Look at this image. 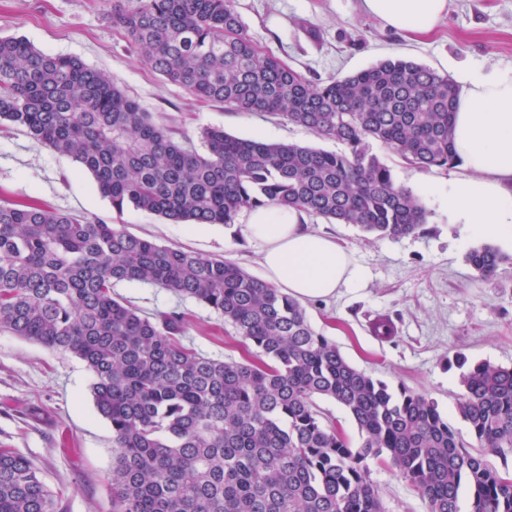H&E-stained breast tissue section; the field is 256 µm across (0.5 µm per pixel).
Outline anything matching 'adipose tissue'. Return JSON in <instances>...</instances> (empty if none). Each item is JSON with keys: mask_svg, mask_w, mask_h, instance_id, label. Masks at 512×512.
Here are the masks:
<instances>
[{"mask_svg": "<svg viewBox=\"0 0 512 512\" xmlns=\"http://www.w3.org/2000/svg\"><path fill=\"white\" fill-rule=\"evenodd\" d=\"M361 9L409 36L432 33L448 13V0H360ZM453 118L455 151L468 176L445 187L423 184L448 208L450 223L472 239H512V66L479 67L460 75ZM247 232L261 242L259 263L268 284L301 301L360 288L365 271L335 237L314 231L294 209L267 206L249 214Z\"/></svg>", "mask_w": 512, "mask_h": 512, "instance_id": "obj_1", "label": "adipose tissue"}]
</instances>
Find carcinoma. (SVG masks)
<instances>
[{"label":"carcinoma","mask_w":512,"mask_h":512,"mask_svg":"<svg viewBox=\"0 0 512 512\" xmlns=\"http://www.w3.org/2000/svg\"><path fill=\"white\" fill-rule=\"evenodd\" d=\"M112 21L165 81L200 101L267 112L346 151L244 139L204 127L198 151L109 77L74 56L0 37V119L72 158L121 213L176 224L237 223L264 206L401 238L426 223L377 142L429 171L457 166L458 87L406 58L312 81L261 51L235 0H112ZM484 278L508 260L472 249ZM164 288L224 317L259 360L185 346L183 313L150 319L117 282ZM0 332L79 358L110 424L113 512H384L370 462L396 469L428 512H512V475L490 467L437 405L352 366L300 303L238 265L159 245L112 224L0 203ZM456 411L478 446L512 448V367L467 366ZM356 422L362 442L325 423L314 398ZM0 512H55L34 464L0 448Z\"/></svg>","instance_id":"cac0c4a2"}]
</instances>
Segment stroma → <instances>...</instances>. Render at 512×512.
<instances>
[{"mask_svg": "<svg viewBox=\"0 0 512 512\" xmlns=\"http://www.w3.org/2000/svg\"><path fill=\"white\" fill-rule=\"evenodd\" d=\"M245 31L263 51L309 78L343 77L380 60L401 56L456 77L466 67L512 66V0H449L436 30L415 40L362 12L358 0H236ZM109 0H0V37L23 36L51 55L80 57L108 74L177 136L196 139L200 128L221 126L243 138L294 142L342 151L272 116L226 110L196 101L140 58L112 23ZM0 200L123 226L161 245L232 261L262 277L259 242L237 224H174L132 208L116 212L92 176L14 124L0 121ZM427 222L400 239L366 240L349 224L308 217L311 228L336 236L367 273L362 288H343L305 303L313 326L335 341L355 367L405 386L437 403L462 438L467 424L456 412L462 393L457 354L469 361L512 365V245L498 243L508 261L484 279L467 264L460 225L427 203ZM116 297L142 314L179 309L186 346L221 360H242L249 347L212 309L173 292L117 283ZM388 319L394 332L375 336ZM92 376L72 354L0 333V448L29 458L55 496L56 512H112V430L94 407ZM371 479L386 512H427V504L395 469L371 463Z\"/></svg>", "mask_w": 512, "mask_h": 512, "instance_id": "obj_1", "label": "stroma"}]
</instances>
